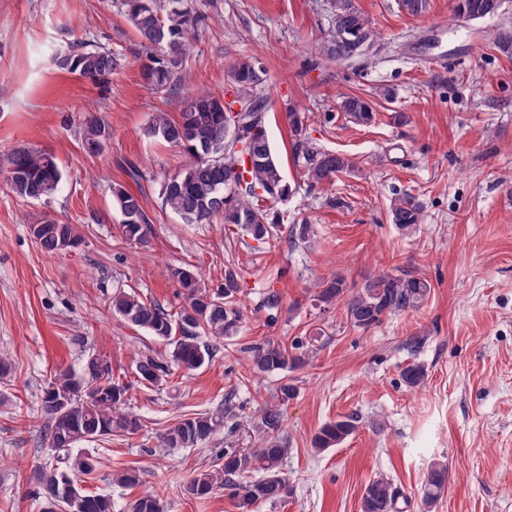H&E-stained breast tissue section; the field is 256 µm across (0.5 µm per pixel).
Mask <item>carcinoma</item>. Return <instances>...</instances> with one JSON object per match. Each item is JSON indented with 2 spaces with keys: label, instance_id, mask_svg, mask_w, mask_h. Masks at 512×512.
Listing matches in <instances>:
<instances>
[{
  "label": "carcinoma",
  "instance_id": "cac0c4a2",
  "mask_svg": "<svg viewBox=\"0 0 512 512\" xmlns=\"http://www.w3.org/2000/svg\"><path fill=\"white\" fill-rule=\"evenodd\" d=\"M504 0H456L455 15L466 21L493 17ZM125 17L134 29L145 59L141 64L143 79L158 93L178 98V117L166 112L152 115L145 135L160 138L190 156L184 169L164 177L161 184L162 207L184 224H210L220 217L241 232V243L258 250L269 244L281 227L283 215L276 208L288 200L293 189L282 173L280 159L268 137L265 104L253 94L264 82L265 68L256 60L234 63L227 74L235 89L234 101L249 108L237 113L238 122L248 132L245 160L234 149L229 134L230 102L213 92L191 87L186 70L193 51L190 32L198 15L190 0H122ZM333 34L322 48L329 62L360 65L373 62L381 48V38L372 21L360 12L352 0H332ZM58 69L91 83L108 81L122 66V58L104 47L88 48L79 41L67 53L53 55ZM340 109L353 120L367 124L373 120L371 104L355 95L342 98ZM109 127L103 119L91 116L81 132L82 148L89 154L100 153L109 139ZM307 157L306 176L310 186L331 185L336 178L355 171L356 163L342 153L321 151L298 142ZM6 183L17 196L48 200L59 190L63 172L57 158L45 150L17 147L7 155ZM113 203L123 217L122 234L128 240L141 241L146 217L140 194L124 188L113 191ZM391 222L402 229L421 223L422 206L417 198L404 193L390 207ZM35 242L46 253L56 254L75 248L81 242L74 224L47 218L30 225ZM183 290L185 304L176 313L155 300L136 292L118 289L112 294V314L128 325L147 331L172 346L171 362L185 371H194L210 361L217 346L202 341L237 335L242 314L238 304L241 285L237 272L224 269V286L204 288L194 272L177 267L171 270ZM430 283L415 271L401 269L383 274L355 289L334 275L315 284V300L323 305L343 302L347 321L367 332L389 316L417 310L427 301ZM304 343L296 340L291 347L269 341L251 347L253 368L259 373H273L304 363ZM301 354L296 355L294 351ZM170 374L166 361L151 356L136 363L138 382L157 387ZM408 387L424 384L426 371L420 365L406 368L402 374ZM128 387L115 380L112 365L96 352L87 354L82 371L65 370L54 375L41 395V411L46 418L44 438L54 455L37 475L42 512H112V497L89 490L81 476L95 470V460L75 451L83 442H95L114 436L139 432L141 419L123 409ZM297 395V387L286 380L275 390L276 403L265 406L259 429L264 438L257 448H226L217 455L218 463L194 473L186 482V494L195 499L224 490L236 512H258L266 504H277L293 495V486L281 470L288 457V442L278 436L283 408ZM234 417L231 403L208 413H197L175 420L162 433L165 448H198L209 443L224 429V420ZM356 418L347 416L322 425L311 440L318 453L341 445L356 430ZM446 463H435L421 487V503L433 508L448 488ZM142 472L126 467L112 475V484L135 487ZM405 493L382 476L365 486L360 512H398V501ZM126 512H165L161 498L143 495L126 504Z\"/></svg>",
  "mask_w": 512,
  "mask_h": 512
}]
</instances>
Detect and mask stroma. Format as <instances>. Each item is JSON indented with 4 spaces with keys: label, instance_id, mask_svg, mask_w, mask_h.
Instances as JSON below:
<instances>
[{
    "label": "stroma",
    "instance_id": "1",
    "mask_svg": "<svg viewBox=\"0 0 512 512\" xmlns=\"http://www.w3.org/2000/svg\"><path fill=\"white\" fill-rule=\"evenodd\" d=\"M329 2H196L194 87L232 96L230 64L263 63L256 94L268 104L269 138L296 189L279 210L287 227L313 229L308 243L292 244L286 229L256 252L222 222L188 226L163 209L161 182L189 157L143 133L152 113L176 116L178 104L145 84L140 42L120 0H0V355L11 364L0 377V512H42L36 472L50 450L41 390L57 371L81 370L90 351L111 363L129 387L126 410L145 421L138 434L89 443L91 487L119 506L157 494L168 512H234L223 492L192 499L183 484L220 450L260 442L257 410L273 403L282 375L255 373L247 349L267 339L308 341L312 353L285 375L298 388L279 431L289 442L283 470L295 494L261 512H360L365 486L379 475L410 498L409 512H424L419 490L439 461L450 478L432 512H512V54L489 39L497 28L512 29V0L498 16L468 23L455 21V0H428L417 16L398 0H354L390 46L359 70L320 59L332 34ZM82 39L124 58L110 83L54 66L53 53ZM345 94L371 104V123L341 112ZM292 107L306 115L304 137L350 155L355 172L330 186L304 183ZM93 113L111 131L97 155L79 140ZM19 145L58 159L64 176L51 202L7 188L6 156ZM117 184L142 196L144 243L121 233ZM404 192L423 206L422 223L407 230L389 220ZM47 217L76 225L79 246L44 254L29 227ZM228 263L241 278L239 335L192 374L175 368L163 385L142 386L136 359L166 357L171 348L113 315V291L133 290L176 311L183 300L166 267H191L215 289ZM406 266L429 281L427 301L370 331L352 327L343 304L313 299V283L330 274L358 287ZM272 291L274 310L265 306ZM412 364L426 371L418 389L402 378ZM231 392L234 433L195 449L162 447L172 420L213 411ZM346 415L358 418L354 434L315 453L318 428ZM128 466L143 470L142 484L113 485V473Z\"/></svg>",
    "mask_w": 512,
    "mask_h": 512
}]
</instances>
